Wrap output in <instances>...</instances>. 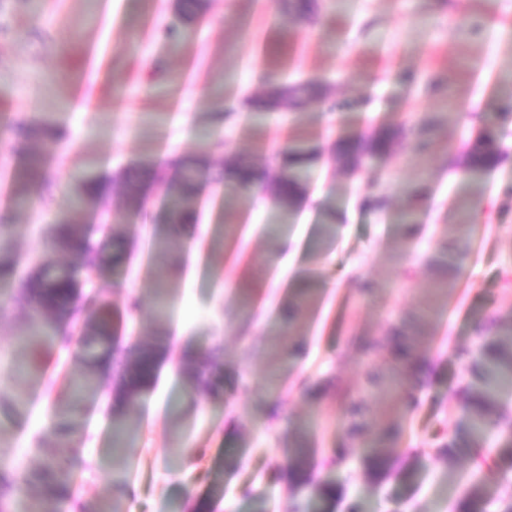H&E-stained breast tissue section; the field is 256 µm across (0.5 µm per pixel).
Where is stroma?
I'll return each mask as SVG.
<instances>
[{"instance_id":"obj_1","label":"stroma","mask_w":512,"mask_h":512,"mask_svg":"<svg viewBox=\"0 0 512 512\" xmlns=\"http://www.w3.org/2000/svg\"><path fill=\"white\" fill-rule=\"evenodd\" d=\"M189 2L182 22L178 0H0V167L41 155L48 178L29 185L21 207L0 184V267L25 257L47 279L76 267L78 257L49 230L72 217L96 234L97 209L74 215L69 200L83 176L101 178L110 220L93 290L108 303L104 332L145 347L178 329L219 352L218 394L190 390L172 345L154 383L128 405L141 430L121 462L124 512L285 510L293 483L283 450L307 429L314 469L297 501L310 512H448L465 498L475 512H499L512 491V444L499 437L512 427V390L500 394L505 411L492 414L479 445L459 436L464 413L453 393L459 355L480 348L487 318L512 323V0H320L309 20L284 16L281 0ZM173 23L177 39L150 33ZM265 68L283 82H320L335 111L314 103L260 116L246 100L263 91ZM432 123L428 152L402 135L389 155L365 157L359 175L336 167L337 127L367 134ZM486 124L502 133L503 159L476 193L461 173L462 143ZM298 141L317 158L295 210L225 182L234 157L262 164ZM160 152L195 169L194 222L208 237L194 278L178 265L192 237H171L165 266L154 257L165 185L153 187L145 209L125 194ZM366 179L386 195L387 210L361 207ZM417 186L426 194L413 203ZM409 206L418 232L404 244L393 226ZM459 224L475 225L474 236L459 239ZM293 235L302 252L282 274L272 260L280 238ZM443 245L462 253L448 296L425 259ZM228 270L238 273L230 289ZM19 283L16 275L0 281V464L29 473L44 460L29 452L31 436L51 449L68 434L75 485L61 512H86L113 495L112 419L102 404L114 386L103 382L78 412H66L62 376L83 371L95 347L33 349L34 303ZM274 286L294 305L293 321L276 312L241 334V320ZM132 298L140 310L129 321ZM395 326L430 370L402 400L398 471L382 479L364 454L375 429L350 439L334 388L356 389L368 416L380 414L377 395L358 386L388 364L365 359L355 340ZM301 377L334 386L306 396ZM454 435L457 450L438 453Z\"/></svg>"}]
</instances>
